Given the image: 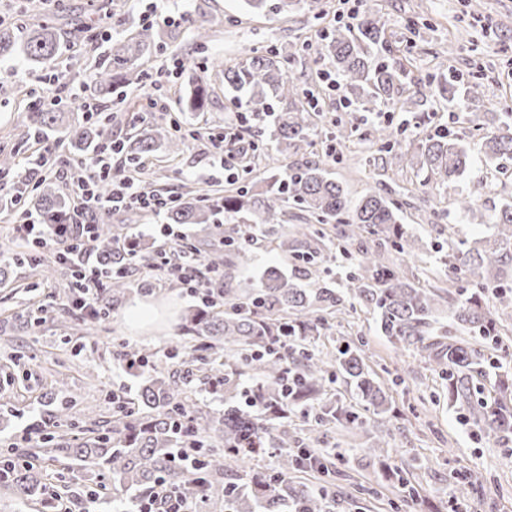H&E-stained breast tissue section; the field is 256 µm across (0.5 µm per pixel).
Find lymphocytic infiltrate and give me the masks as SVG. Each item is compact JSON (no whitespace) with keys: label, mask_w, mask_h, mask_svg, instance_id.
<instances>
[{"label":"lymphocytic infiltrate","mask_w":512,"mask_h":512,"mask_svg":"<svg viewBox=\"0 0 512 512\" xmlns=\"http://www.w3.org/2000/svg\"><path fill=\"white\" fill-rule=\"evenodd\" d=\"M118 152L115 144L101 145L94 153L92 166L80 173L72 172L70 162L62 157L41 155L35 159L36 167L53 172L65 185L71 206L63 223L48 224L24 210L21 193L12 194L5 202L6 208L17 216L14 231L19 239L37 249L55 248L59 255L70 258L74 263L81 284L76 306L91 317L100 313L107 282L106 273L92 261V248L99 227L98 213L133 206L142 213L159 215L179 201L173 193L149 195L138 191L133 179H113L112 159ZM161 233L174 240V247L157 249L154 256L146 261L141 260L138 254H131V264L147 263L158 281L186 288L201 303L213 302L214 281L203 273V264L191 249L185 234L168 224L162 225Z\"/></svg>","instance_id":"f902f5d3"}]
</instances>
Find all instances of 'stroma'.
Instances as JSON below:
<instances>
[{"label": "stroma", "mask_w": 512, "mask_h": 512, "mask_svg": "<svg viewBox=\"0 0 512 512\" xmlns=\"http://www.w3.org/2000/svg\"><path fill=\"white\" fill-rule=\"evenodd\" d=\"M277 0H267L258 13L246 11L242 0H160L159 10L171 15L168 23L141 18L143 0H63L62 6L78 9L88 17L93 38L76 41L70 36L62 6H46L42 0H0V21L18 30L50 20L61 33L57 57L33 63L23 55L0 58V149L15 152L18 159L46 151L64 152L65 135L50 132L41 141L24 135L22 115L35 98L51 101L60 84L83 88L93 97L90 74L105 56L119 29L115 18H125L136 30H148L153 48L141 64L143 81L117 85L109 101L112 117L110 138L122 143L139 129L131 119L142 111L147 98L166 106L181 128L185 144L163 160H146L139 190L162 194L205 193L216 199L225 190L261 180L271 172L287 171L303 160H325L332 177L351 199L372 187L385 184L394 199L412 191L426 200L428 211L406 210L404 224L421 241L415 259L396 256L405 276L426 284L427 271H434L440 286L448 284V267L440 256L454 237H480L486 226L468 223L456 208L459 195L481 187L479 203L493 210L512 200V158L494 165L474 156L467 171L455 183L444 186L424 182L410 164L407 148L424 133L445 129L464 145L474 143L479 131L495 132L508 119L506 103L512 102V0H361L360 9L380 12L390 43L410 46L405 65L407 93H415L420 79L456 80L458 88L477 82L481 94L474 101L419 98L413 110L391 116L396 144L381 151L372 136L378 120L374 114L346 108L350 95L344 87L330 88L319 80L331 73L326 56V36L338 21L337 0H322V11L309 9L301 0L289 14L276 11ZM204 21L206 39H196L194 21ZM269 50L288 56L287 72L303 89L324 99L321 116L315 117L313 145L306 154L275 151L269 135L259 134L256 119H249L245 135L248 173L229 175L221 167L207 139L208 132L236 124L237 111L224 98V70L245 63ZM203 77L210 86L208 107L202 117L180 111L177 96L191 76ZM350 131L337 142V125ZM335 145L333 159H326L328 145ZM50 251L34 253L32 260L9 265L0 274V448L26 449L37 439L34 424L54 410L57 398L50 374L56 361H64L68 376L67 395L71 413L97 404L102 390L133 395L143 378L126 372L116 359L118 352L143 348L159 368L179 373L178 354L192 345L178 338L179 319L196 298L175 284L151 282L132 291V298L151 297L170 305L175 319L159 331L135 335L123 323L122 310L86 319L75 325L65 303L67 280L63 276L43 279L37 273ZM275 266L291 272V254L273 249L267 238L255 240L231 282L245 288L258 271ZM334 338L365 341L367 365L388 394L394 416L388 423L390 458L372 460L362 452L360 430L333 429L323 454L335 463L339 474L333 512H396L403 487L395 474L406 467L407 476L419 491L418 512H451L450 505L462 478L472 479L468 512H512V453L476 436L449 410L446 382L437 372L418 365L411 353L395 351L378 336L365 315L336 319Z\"/></svg>", "instance_id": "stroma-1"}]
</instances>
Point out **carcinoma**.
<instances>
[{
	"label": "carcinoma",
	"instance_id": "carcinoma-1",
	"mask_svg": "<svg viewBox=\"0 0 512 512\" xmlns=\"http://www.w3.org/2000/svg\"><path fill=\"white\" fill-rule=\"evenodd\" d=\"M387 43L383 17L363 12L357 28L338 26L325 46L344 87L366 112L391 103L409 112L413 97L404 95V65L378 62L372 48ZM60 32L44 23L18 34L0 27V58L21 54L41 63L59 51ZM144 33L124 29L112 39L105 62L93 69L95 99L102 102L118 83L140 81L144 71L133 65L147 53ZM286 60L272 52L255 55L245 66L224 68V92L263 120L272 118L271 136L281 153H299L311 145L313 121L291 77ZM432 95L453 100L458 89L452 82L428 83ZM207 85L188 81L179 97L183 112L203 113L209 100ZM63 122L60 112L28 111L23 117L27 133L42 138ZM110 117L82 120L65 126L71 152L90 155L91 148L109 140ZM181 141L157 120L143 123L138 132L120 144L129 167L139 168L141 158L160 148L179 150ZM492 163L512 156V127L487 133L467 147L441 133L418 140L411 164L426 173L425 181L441 184L456 180L466 171L473 154ZM471 191L456 199L457 208L472 223L490 229L479 239H458L448 251L451 282L471 286L469 292L434 287L420 288L400 269L386 261L391 252L413 255L419 239L407 234L401 222L406 200L398 206L388 186L376 188L351 203L346 190L330 176L322 162L302 163L266 186L257 182L226 191L218 202L240 224H279L288 203L294 204L319 227L303 224L291 234L273 240L275 248L293 252L303 263L287 275L276 266L260 272L253 288L236 291L217 282L229 309L197 305L185 317L181 332L196 344L180 359L185 367L178 376H150L126 404L105 393L112 404V420L101 427L68 413L62 401L44 422L39 448L20 462L8 451L0 452V493L23 509L50 495L53 501L69 492L65 472L80 466L99 477L91 489L92 503L131 512L137 497L147 494L159 481L178 498L192 503H221L224 512H330L336 502L333 462L321 452L331 425L373 428L369 458L386 454L388 441L377 416L389 409L390 400L372 376L361 346L335 344L312 351L309 345L326 335L330 320L338 314L362 311L371 316L378 335L447 380L448 409L462 415L480 436L501 448L512 446V370L503 360L512 356V339L501 334L503 320L512 319V204L487 213ZM29 209L45 222L56 223L68 210V201L45 186L31 199ZM214 211L206 195H182L167 211L171 224H208ZM338 226L336 240L357 242L351 256L349 284L337 288L326 279L318 262L328 239L327 226ZM122 228L99 226L94 253L108 274L107 290L113 304L133 290L126 255L113 246ZM239 241L236 257L246 256L251 230H237L223 237L200 259L207 270L224 272L231 280L234 261L224 247ZM493 291L496 312L484 304ZM212 389L254 385L240 390L243 403L214 413L192 396L194 377ZM355 395L356 405L344 401L336 384ZM311 417L300 439L278 431L280 419L291 412ZM191 447L200 465L177 463L174 450ZM269 448H285L278 470L270 473L251 468L237 482L224 480L232 461L257 460ZM312 469L320 483L308 485L298 474Z\"/></svg>",
	"mask_w": 512,
	"mask_h": 512
}]
</instances>
